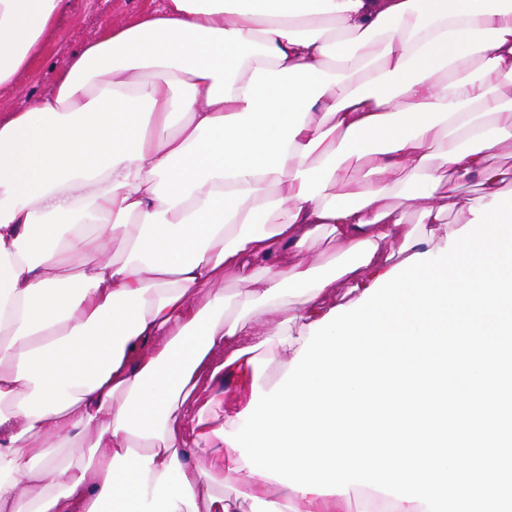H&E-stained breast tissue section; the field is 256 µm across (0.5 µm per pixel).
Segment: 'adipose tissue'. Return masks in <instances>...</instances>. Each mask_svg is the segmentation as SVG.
Listing matches in <instances>:
<instances>
[{
	"mask_svg": "<svg viewBox=\"0 0 512 512\" xmlns=\"http://www.w3.org/2000/svg\"><path fill=\"white\" fill-rule=\"evenodd\" d=\"M68 6L0 0V90ZM506 143L512 0H159L85 43L0 113V512H354L357 486L251 473L205 413L236 431L253 357L445 247Z\"/></svg>",
	"mask_w": 512,
	"mask_h": 512,
	"instance_id": "1",
	"label": "adipose tissue"
}]
</instances>
